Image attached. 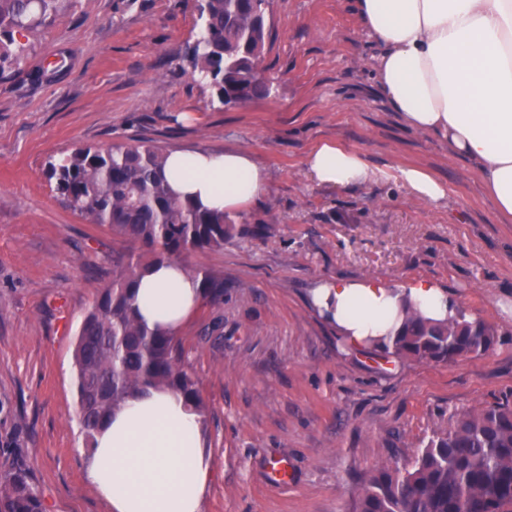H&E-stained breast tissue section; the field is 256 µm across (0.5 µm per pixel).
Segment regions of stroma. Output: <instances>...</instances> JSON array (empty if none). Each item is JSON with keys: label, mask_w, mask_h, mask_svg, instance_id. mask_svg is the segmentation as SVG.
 <instances>
[{"label": "stroma", "mask_w": 512, "mask_h": 512, "mask_svg": "<svg viewBox=\"0 0 512 512\" xmlns=\"http://www.w3.org/2000/svg\"><path fill=\"white\" fill-rule=\"evenodd\" d=\"M197 5L71 0L0 69V466H27L45 512H109L84 479L73 349L132 247L57 197L47 163L78 146L235 149L267 173L265 197L232 215L245 235L180 258L224 281L223 301H202L176 333L206 404L203 512H348L365 475L409 464L454 414L512 394V218L446 140L410 130L384 98L382 47L352 0H271L273 91L236 107L191 74ZM322 141L361 151L371 180L314 183L305 159ZM404 166L445 197L418 200L396 178ZM336 278L433 282L497 343L450 364L384 362L311 305ZM278 458L288 483L267 477Z\"/></svg>", "instance_id": "35a3bbf8"}]
</instances>
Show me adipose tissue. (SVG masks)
<instances>
[{"instance_id":"obj_1","label":"adipose tissue","mask_w":512,"mask_h":512,"mask_svg":"<svg viewBox=\"0 0 512 512\" xmlns=\"http://www.w3.org/2000/svg\"><path fill=\"white\" fill-rule=\"evenodd\" d=\"M356 9L385 48L375 68L388 102L413 130L447 138L511 216L512 0H356ZM305 166L331 187L372 177L360 151L332 141L316 144ZM165 173L174 194L210 210L231 213L267 191L264 169L240 150H174ZM202 298L183 265L166 261L141 279L136 302L150 327L174 333ZM312 300L352 346L393 337L407 304L437 320L457 312L444 289L426 282L336 279L314 288ZM212 475L203 419L172 391L129 398L96 434L85 466L112 512H202Z\"/></svg>"}]
</instances>
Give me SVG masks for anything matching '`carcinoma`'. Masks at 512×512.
<instances>
[{"label": "carcinoma", "mask_w": 512, "mask_h": 512, "mask_svg": "<svg viewBox=\"0 0 512 512\" xmlns=\"http://www.w3.org/2000/svg\"><path fill=\"white\" fill-rule=\"evenodd\" d=\"M63 0H0V37L13 46L14 61L27 52L14 33L55 20ZM270 0H200L202 37L189 48L192 73L224 106L270 96L259 78L271 35ZM166 152L149 141L82 146L48 162V176L68 207L93 224L148 250L116 262L79 329L74 347L78 411L86 447L130 397L152 389L183 396L204 412L198 382L181 361L176 336L151 328L135 305L140 279L154 265L190 250L224 247L247 233L230 216L174 195L164 173ZM204 296L217 301L224 282L204 274ZM497 342L495 328L459 310L445 321L406 312L401 329L375 350L398 359L451 363L480 356ZM0 512H45L27 470L0 471ZM349 512H512V401H496L456 414L434 433L411 465H385L365 476Z\"/></svg>", "instance_id": "1"}]
</instances>
